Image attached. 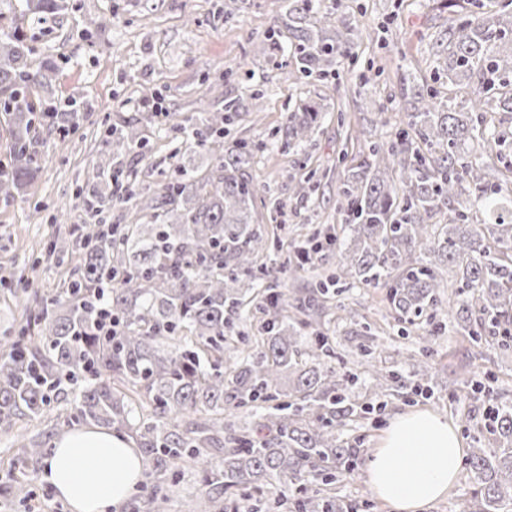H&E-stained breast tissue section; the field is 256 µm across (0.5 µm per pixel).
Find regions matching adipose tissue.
<instances>
[{
  "mask_svg": "<svg viewBox=\"0 0 512 512\" xmlns=\"http://www.w3.org/2000/svg\"><path fill=\"white\" fill-rule=\"evenodd\" d=\"M463 448L452 423L432 411L396 416L372 454L367 485L391 512H424L452 489ZM144 468L130 442L84 427L55 440L40 477L74 512H99L104 502L122 504Z\"/></svg>",
  "mask_w": 512,
  "mask_h": 512,
  "instance_id": "obj_1",
  "label": "adipose tissue"
}]
</instances>
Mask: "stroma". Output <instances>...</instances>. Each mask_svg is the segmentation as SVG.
Returning a JSON list of instances; mask_svg holds the SVG:
<instances>
[{"label":"stroma","instance_id":"1","mask_svg":"<svg viewBox=\"0 0 512 512\" xmlns=\"http://www.w3.org/2000/svg\"><path fill=\"white\" fill-rule=\"evenodd\" d=\"M225 12L224 0H70L50 28L37 32L34 63L52 60L57 76L50 87L38 89L42 105L66 101L87 110L83 123L67 136L42 132L35 144L45 160L38 177L14 200H0V334L24 319V306H36L40 295L59 288L74 262L63 257L52 268L39 258L48 243L68 236L81 213L82 190L112 191L111 179L97 176V165L113 128L139 119L145 152L154 166L147 180L162 179L158 161L182 141V127L195 112L199 87L211 88L213 111L228 98L263 93L259 115L241 113L212 142L210 153L197 156L199 171H207L211 154L231 149L240 138L262 142L249 168L251 177L269 191L255 205L257 222L291 243L302 235L343 224L336 204V159L347 129H365L371 138L386 139L404 127L406 116L398 101L412 76L447 91L448 80L432 55L430 41L448 19L439 0H318L362 30L352 56L338 57L330 75L288 81L285 59L262 52L261 39L284 7V0H236ZM106 17V28L95 19ZM327 110L311 140L289 153L267 145L272 131L303 100ZM320 173L316 191L298 199L293 182L309 172ZM32 282L31 294L15 297L9 282ZM382 288L358 283L333 289L334 309L324 319L340 354L359 344L382 347L381 367L414 379L421 355L418 326L402 327L387 315ZM347 315H340L339 306ZM437 367L435 393L411 400L395 397L382 414H371L346 433L350 444L369 458L390 419L398 413L430 410L461 430L466 448L486 437L487 398L469 396L455 373L469 361V375L493 385L499 399H512V358L487 350L476 354L467 338L445 329L434 346Z\"/></svg>","mask_w":512,"mask_h":512}]
</instances>
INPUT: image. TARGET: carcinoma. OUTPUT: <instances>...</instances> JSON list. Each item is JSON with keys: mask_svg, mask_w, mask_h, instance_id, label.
I'll list each match as a JSON object with an SVG mask.
<instances>
[{"mask_svg": "<svg viewBox=\"0 0 512 512\" xmlns=\"http://www.w3.org/2000/svg\"><path fill=\"white\" fill-rule=\"evenodd\" d=\"M0 1L33 29L69 8L67 0ZM285 2L263 43L294 61L288 78L327 76L360 40L356 28L312 0ZM479 6L448 0V27L431 45L448 91L466 92L471 106L411 85L402 94L406 127L368 142L349 166L343 153L338 197L349 238L328 230L309 241L315 261L324 264L332 251L336 267L314 274L305 290H282L280 275L297 269L263 262L282 244L255 227L254 206L267 187L246 168L260 144L238 140L201 176L193 163L233 116L261 111L260 92L249 94V106L238 98L222 112L200 108L162 183L123 169L144 147L134 128L112 138L102 173L126 179L109 196H84L96 221L46 248L47 262L77 251L79 264L0 340V436L18 447L0 495L23 506L37 498L49 446L25 441L18 429L56 403L67 406L58 434L97 425L127 432L141 448L148 481L110 512H168L169 489L186 468L202 474L204 487L185 512H272L285 504L291 512H354L332 493L361 463L344 429L382 411L381 398L402 388L416 393L435 367L425 362L408 386L379 368L376 349L360 347L357 365L374 380L373 393L349 399L345 384L358 375L337 379L332 339L320 326L330 288L351 279L385 288L394 319L426 318V351L450 323L474 346L512 356V162H504L512 126L501 120L512 121V0L473 11ZM32 53L22 30H0V119L12 140L10 163L0 166L1 200L15 199L40 170L42 156L30 149L37 129L85 118L77 109L36 111L31 95L50 86L57 69H32ZM322 112L305 102L291 113L281 147L306 143ZM116 203L143 214L122 226L98 219ZM258 298L259 338L227 335L230 318ZM101 306L113 318L109 336L95 324ZM487 430L488 444L464 461L471 492L463 512H512V405L494 406Z\"/></svg>", "mask_w": 512, "mask_h": 512, "instance_id": "obj_1", "label": "carcinoma"}]
</instances>
